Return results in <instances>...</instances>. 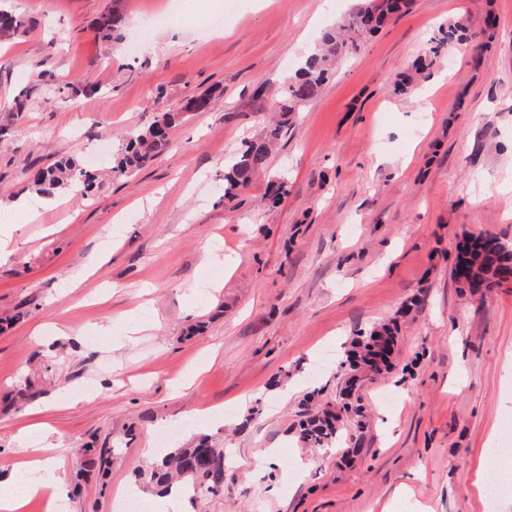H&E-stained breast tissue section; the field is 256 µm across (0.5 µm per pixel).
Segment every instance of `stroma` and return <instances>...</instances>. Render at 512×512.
<instances>
[{"label":"stroma","instance_id":"stroma-1","mask_svg":"<svg viewBox=\"0 0 512 512\" xmlns=\"http://www.w3.org/2000/svg\"><path fill=\"white\" fill-rule=\"evenodd\" d=\"M356 0H122L124 39L95 38L112 0H0L27 31L0 43V465L63 476L61 512H116L141 451L208 435L230 461L223 493L187 512H505L472 483L512 401V279L470 295L464 238L512 244V0H414L366 37L295 113L267 168L232 207L224 162L257 137L321 31ZM451 20L483 54L452 51L417 96L396 73ZM92 87L46 99V79ZM172 146L128 179L94 165L95 196L27 187L26 172L128 134L190 95ZM30 100L17 113L20 92ZM289 192L269 204L270 183ZM26 208H18V201ZM222 258L207 260L210 250ZM397 322L393 367L353 377L356 334ZM112 323L111 331L101 326ZM32 382L36 396L12 393ZM363 419L304 446L317 393ZM107 469L79 471L75 448Z\"/></svg>","mask_w":512,"mask_h":512}]
</instances>
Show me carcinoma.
<instances>
[{"mask_svg":"<svg viewBox=\"0 0 512 512\" xmlns=\"http://www.w3.org/2000/svg\"><path fill=\"white\" fill-rule=\"evenodd\" d=\"M411 0H358L355 10L336 22V26L321 32L315 47L303 57L301 67L288 77L279 102L282 116L299 112L315 100L328 81L336 61L356 52L361 41L376 32L386 20L409 10ZM124 14L120 0L97 22L96 35L104 41L122 39ZM23 22L14 13L0 10V39L15 37ZM468 41L465 24L455 21L439 30L424 54L398 74V90L408 92L430 75L437 59L444 53L462 47ZM215 95L204 92L185 100L180 112L211 110ZM179 120V112H163L146 129L133 134L125 146L109 161L115 178H129L165 151L171 144L170 132ZM286 121L268 125L263 133L244 143L241 151L224 165V200L232 202L246 189L252 176L268 166L270 156L281 139ZM37 193L50 196L60 188L87 197L97 187L98 178L88 170L78 155L73 154L30 174ZM456 273L467 287L484 293L501 285L512 274V246L492 235L473 236L459 251ZM396 330L380 324L355 340L346 352L345 363L358 373L370 371L381 374L392 368L390 360L376 364L375 357L391 353L397 345ZM311 411L299 423V440L310 447L321 446L336 437L342 414L359 416L361 405L343 403L336 413L328 406L315 402L309 395ZM226 457L224 449L214 447L209 438L200 436L194 441L168 449L162 457L139 474L142 483L163 494H186L194 502L203 495H218L224 491Z\"/></svg>","mask_w":512,"mask_h":512,"instance_id":"1","label":"carcinoma"}]
</instances>
